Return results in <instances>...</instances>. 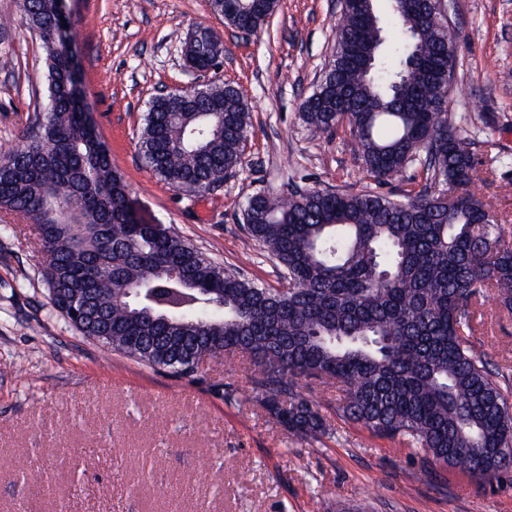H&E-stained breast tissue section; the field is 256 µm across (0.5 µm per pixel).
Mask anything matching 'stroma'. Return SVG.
Here are the masks:
<instances>
[{
    "label": "stroma",
    "instance_id": "stroma-1",
    "mask_svg": "<svg viewBox=\"0 0 512 512\" xmlns=\"http://www.w3.org/2000/svg\"><path fill=\"white\" fill-rule=\"evenodd\" d=\"M80 74L113 166L143 224L277 290L288 283L243 231L254 193L291 188L400 197L419 166L377 182L347 124L315 132L301 118L335 52L339 0H279L269 23L241 36L209 0H66ZM458 32L448 110L486 181L471 193L512 224V0H451ZM205 27L224 42L216 73L252 116L242 164L219 190L189 196L142 162L138 133L156 89L192 82L181 46ZM44 86L41 42L19 0H0V153L23 135ZM35 231L0 211V512H512V471L475 482L428 464L421 450L347 420L335 389L304 381L324 435L293 436L255 401L246 356L209 360L193 378L156 372L85 338L58 315ZM481 341L512 377V314L484 299Z\"/></svg>",
    "mask_w": 512,
    "mask_h": 512
}]
</instances>
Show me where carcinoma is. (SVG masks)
Returning <instances> with one entry per match:
<instances>
[{
  "label": "carcinoma",
  "instance_id": "obj_1",
  "mask_svg": "<svg viewBox=\"0 0 512 512\" xmlns=\"http://www.w3.org/2000/svg\"><path fill=\"white\" fill-rule=\"evenodd\" d=\"M378 2L350 0L320 89L326 100L310 95L300 112L321 132L347 122L373 178L418 163L425 183L404 200L372 190L253 194L244 230L287 275V290L135 220L81 87L63 0H21L47 87L25 137L0 153V210L37 229L60 316L94 291L70 321L82 336H110L111 351L179 378L195 377L206 359L246 353L258 367L255 399L299 438L325 426L298 379L337 383L347 419L487 482L512 470V386L496 381L475 336L489 292L512 313V226L467 191L481 163L444 99L455 31L433 2L421 15L415 0H385L388 43ZM210 7L224 17L241 7L253 29L264 24L258 0ZM223 51L206 35L190 61L208 71ZM431 82L440 95L425 106ZM250 124L240 90L212 80L199 94L151 99L138 150L165 184L201 195L235 173Z\"/></svg>",
  "mask_w": 512,
  "mask_h": 512
}]
</instances>
